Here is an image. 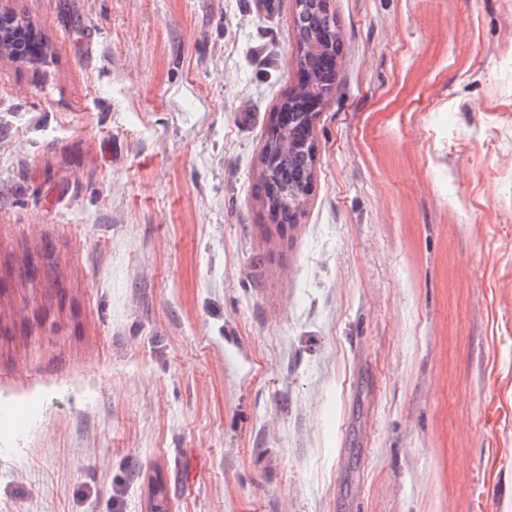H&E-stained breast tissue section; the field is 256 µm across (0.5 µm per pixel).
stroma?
I'll use <instances>...</instances> for the list:
<instances>
[{"label": "stroma", "mask_w": 512, "mask_h": 512, "mask_svg": "<svg viewBox=\"0 0 512 512\" xmlns=\"http://www.w3.org/2000/svg\"><path fill=\"white\" fill-rule=\"evenodd\" d=\"M0 0V512H512V0ZM308 1L319 0H295L296 8L298 9L294 19V32L299 45V54L297 64L300 68L308 69L310 71V80L306 85L298 88L290 97L298 106L299 100L303 101L311 95L322 96L328 94L333 86V79L327 78L316 67L315 63L318 59L314 58L307 51L302 52V45H309L314 40H324L331 37L332 48H336V30L333 19L328 15L326 10L322 9H305L301 7L308 4ZM301 8V9H299ZM22 25L23 28H20L5 22L0 26V57L4 56L17 61H29L32 54H29L26 50V37L28 36H34L37 45V40L40 42L42 46L41 53L48 50L47 44L42 42L28 26L23 23ZM295 115L293 128L297 138H290L288 133L272 128L265 140L259 156L260 178L262 166L267 160L268 169L280 187L281 193L265 192L262 208L267 212L274 224H292L297 208L293 206L297 196L307 195L315 169V154L312 151L313 141L306 145L301 134L306 132V113ZM299 119V120H297ZM267 184V183H266Z\"/></svg>", "instance_id": "stroma-1"}]
</instances>
